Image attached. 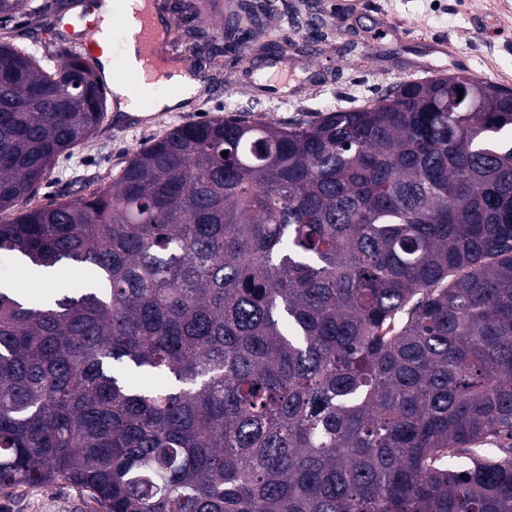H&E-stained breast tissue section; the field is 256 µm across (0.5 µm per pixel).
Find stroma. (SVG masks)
Here are the masks:
<instances>
[{
	"mask_svg": "<svg viewBox=\"0 0 512 512\" xmlns=\"http://www.w3.org/2000/svg\"><path fill=\"white\" fill-rule=\"evenodd\" d=\"M231 0L201 15L177 13L174 0H155L160 17H173L174 45L187 31L216 37ZM264 26L242 48L189 61L208 79L189 108L157 113L136 127H106L83 148L60 158L36 195L39 203L69 199L111 175L132 152L172 125L228 116L246 108L253 119L290 123L331 110L378 101L401 82L465 72L512 88V0H364L338 16L336 0H249ZM307 42V53L289 54L284 81L269 87L262 73L275 63L265 45ZM0 512H94L69 485L0 489Z\"/></svg>",
	"mask_w": 512,
	"mask_h": 512,
	"instance_id": "1",
	"label": "stroma"
}]
</instances>
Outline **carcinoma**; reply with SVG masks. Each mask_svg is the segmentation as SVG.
<instances>
[{
  "instance_id": "carcinoma-1",
  "label": "carcinoma",
  "mask_w": 512,
  "mask_h": 512,
  "mask_svg": "<svg viewBox=\"0 0 512 512\" xmlns=\"http://www.w3.org/2000/svg\"><path fill=\"white\" fill-rule=\"evenodd\" d=\"M58 12L0 0L31 28ZM106 97L78 52L0 34V254L55 288L0 287V488L512 512V89L452 73L315 120L186 122L37 204Z\"/></svg>"
}]
</instances>
